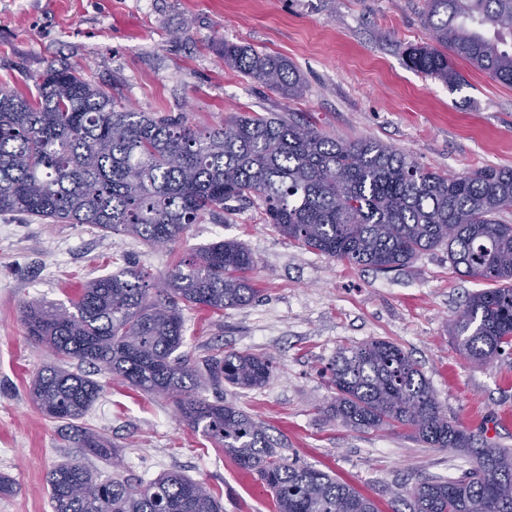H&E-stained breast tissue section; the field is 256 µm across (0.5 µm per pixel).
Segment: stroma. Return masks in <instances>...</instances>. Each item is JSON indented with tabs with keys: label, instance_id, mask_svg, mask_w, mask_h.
Listing matches in <instances>:
<instances>
[{
	"label": "stroma",
	"instance_id": "obj_1",
	"mask_svg": "<svg viewBox=\"0 0 512 512\" xmlns=\"http://www.w3.org/2000/svg\"><path fill=\"white\" fill-rule=\"evenodd\" d=\"M423 8L424 0H0V88L36 92L49 64H67L137 112H183L200 126L239 112L291 114L343 140L383 142L442 173L512 168V86L459 59L462 79L452 87L407 66L405 49L430 41ZM226 41L286 56L306 81L304 97L284 101L225 66L218 49ZM224 239L251 252L258 297L221 313L185 311L182 350L271 361L263 387L205 395L263 423L279 454L332 474L379 512H393L395 497L424 478L457 475L464 460L455 450L324 415L335 396L329 364L372 339L417 361L449 421L512 448V354L478 366L449 336L459 304L485 284L456 273L447 247L397 270L357 266L300 248L265 222L257 200L229 202L219 219L154 248L85 224L2 214L0 474L16 489L0 495V512H52L47 476L61 462L78 457L110 470L63 441L61 422L32 403L35 373L54 356L28 339L22 304H70L86 281L128 261L163 276L187 250ZM100 381L103 395L82 424L112 440L124 474L148 481L176 471L204 482L224 512H274L257 474L180 422L166 397Z\"/></svg>",
	"mask_w": 512,
	"mask_h": 512
}]
</instances>
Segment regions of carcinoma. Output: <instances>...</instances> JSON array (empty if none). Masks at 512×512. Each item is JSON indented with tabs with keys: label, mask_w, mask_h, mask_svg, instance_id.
Returning a JSON list of instances; mask_svg holds the SVG:
<instances>
[{
	"label": "carcinoma",
	"mask_w": 512,
	"mask_h": 512,
	"mask_svg": "<svg viewBox=\"0 0 512 512\" xmlns=\"http://www.w3.org/2000/svg\"><path fill=\"white\" fill-rule=\"evenodd\" d=\"M435 45L406 48L408 66L448 86L452 58L512 85V0H425ZM224 64L295 100L306 89L287 57L224 43ZM258 197L267 223L300 247L375 269L408 264L448 246L454 269L493 284L469 296L448 334L473 362L512 350V168L440 173L380 141L347 142L282 116L239 113L200 127L186 115L134 112L72 66L50 64L37 95L0 89V213L87 224L149 246L180 242L224 203ZM254 261L235 240L194 249L162 278L127 263L88 282L71 307L23 306L28 338L58 363L39 368L33 404L65 423L66 436L108 461L112 477L73 459L48 474L53 512H223L203 483L171 471L150 482L121 472L105 436L79 424L102 396L69 361L118 377L146 395L174 399L182 421L214 440L273 495L276 512H375L371 500L329 474L288 461L261 424L201 391L258 389L271 362L249 353L199 361L179 353L182 311L245 306L258 291ZM336 391L324 413L357 429L410 432L429 448H452L470 468L427 478L409 492L410 512H512V448H493L448 421L421 368L389 341L339 351L328 368Z\"/></svg>",
	"instance_id": "carcinoma-1"
}]
</instances>
